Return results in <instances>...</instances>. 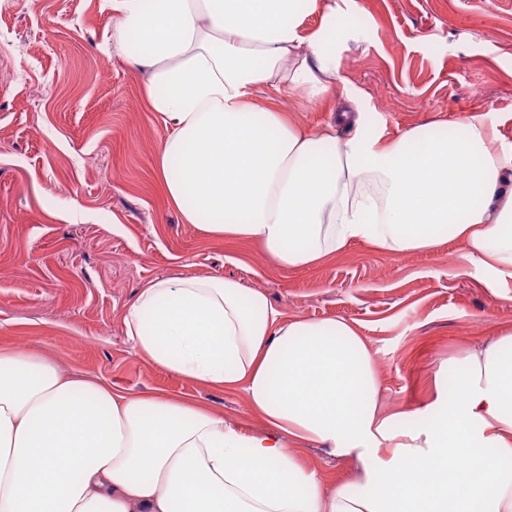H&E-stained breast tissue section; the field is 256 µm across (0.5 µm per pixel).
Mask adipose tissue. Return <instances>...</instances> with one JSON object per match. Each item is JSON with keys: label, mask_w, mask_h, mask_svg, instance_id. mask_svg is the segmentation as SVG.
Returning a JSON list of instances; mask_svg holds the SVG:
<instances>
[{"label": "adipose tissue", "mask_w": 512, "mask_h": 512, "mask_svg": "<svg viewBox=\"0 0 512 512\" xmlns=\"http://www.w3.org/2000/svg\"><path fill=\"white\" fill-rule=\"evenodd\" d=\"M104 4L113 48L148 73L146 104L167 132L157 172L184 223L258 243L287 271L358 244L401 255L448 240L512 277V158L484 123L389 141L360 118L343 141L254 105L262 90L315 108L335 99L340 32L325 0ZM124 326L152 364L244 391L265 429L0 347V512H512L510 329L467 353L436 419L395 432L369 342L345 319L288 320L235 280L165 276ZM299 443L354 458L355 475L326 483L298 462Z\"/></svg>", "instance_id": "obj_1"}]
</instances>
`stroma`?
<instances>
[{
    "label": "stroma",
    "mask_w": 512,
    "mask_h": 512,
    "mask_svg": "<svg viewBox=\"0 0 512 512\" xmlns=\"http://www.w3.org/2000/svg\"><path fill=\"white\" fill-rule=\"evenodd\" d=\"M339 77L359 95L333 108L280 100L316 128L362 109L392 139L477 117L512 152V0H336ZM103 0H0V345L135 392L164 391L262 429L243 391L210 389L136 356L124 317L162 276H220L262 291L285 317L355 322L384 401L432 421L449 372L494 327L512 328V278L489 280L462 247L388 256L368 246L285 271L251 242L203 238L168 203L156 167L165 136L144 71L101 51ZM108 75L99 78V67Z\"/></svg>",
    "instance_id": "1"
}]
</instances>
